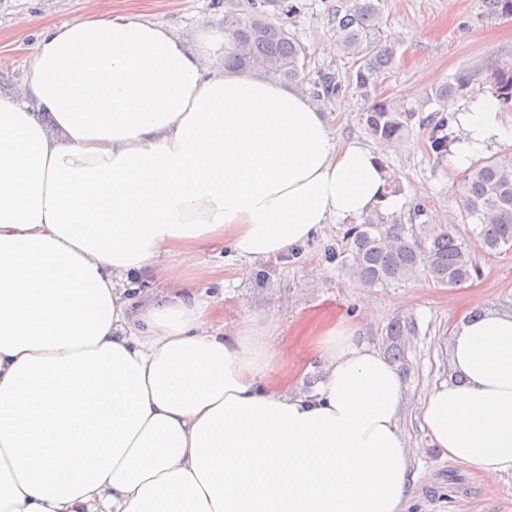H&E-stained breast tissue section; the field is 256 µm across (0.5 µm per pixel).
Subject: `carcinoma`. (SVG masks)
Listing matches in <instances>:
<instances>
[{
	"label": "carcinoma",
	"mask_w": 512,
	"mask_h": 512,
	"mask_svg": "<svg viewBox=\"0 0 512 512\" xmlns=\"http://www.w3.org/2000/svg\"><path fill=\"white\" fill-rule=\"evenodd\" d=\"M345 11H336V44L344 56L358 65L352 81L356 88L370 92L396 62V43L383 38L382 12L375 0H352ZM280 6L278 0H248L245 10L224 12V66L253 70L274 81L303 82L304 49L281 24L272 21L265 6ZM493 95L499 103L512 106V52L492 72ZM456 84L435 91L444 105L465 85ZM314 94L328 100L339 94L342 80L336 72H321L312 81ZM410 114L400 112L383 100L373 102L366 113L370 133L386 142H398L408 134ZM448 118H436L429 137L430 150L438 157L448 154V137L442 130ZM464 217L477 219L474 235L486 251L512 246V152L473 164L461 185ZM341 266L364 287L388 285L420 274L441 286L455 287L478 273L469 247L452 230L434 233L425 242H412L400 216L376 208L345 232Z\"/></svg>",
	"instance_id": "1"
}]
</instances>
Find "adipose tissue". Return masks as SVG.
Returning a JSON list of instances; mask_svg holds the SVG:
<instances>
[{
	"label": "adipose tissue",
	"mask_w": 512,
	"mask_h": 512,
	"mask_svg": "<svg viewBox=\"0 0 512 512\" xmlns=\"http://www.w3.org/2000/svg\"><path fill=\"white\" fill-rule=\"evenodd\" d=\"M0 93V512H405V385L355 328L326 321L312 392L268 327L224 331L174 259L230 242L258 259L325 224L395 207L374 151L337 145L296 88L85 0ZM495 97L459 115L463 170L493 139ZM151 281L131 294L129 276ZM453 375L421 426L449 460L512 472V312L463 316Z\"/></svg>",
	"instance_id": "ef3b65f1"
}]
</instances>
